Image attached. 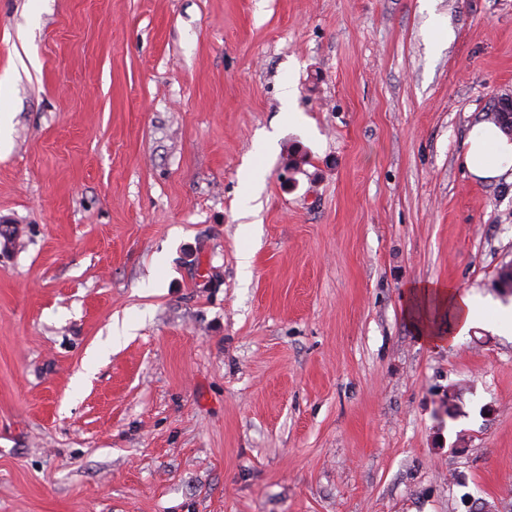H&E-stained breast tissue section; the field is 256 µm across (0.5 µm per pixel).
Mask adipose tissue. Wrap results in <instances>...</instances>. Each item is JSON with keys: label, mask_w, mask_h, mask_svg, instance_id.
<instances>
[{"label": "adipose tissue", "mask_w": 512, "mask_h": 512, "mask_svg": "<svg viewBox=\"0 0 512 512\" xmlns=\"http://www.w3.org/2000/svg\"><path fill=\"white\" fill-rule=\"evenodd\" d=\"M464 165L475 180L493 182L504 178L512 181V137L494 123L484 120L473 123L464 142ZM413 291L419 302L436 300L448 304L461 332L488 311L480 299L460 294L449 286L417 283Z\"/></svg>", "instance_id": "obj_1"}]
</instances>
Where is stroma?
I'll list each match as a JSON object with an SVG mask.
<instances>
[{
  "label": "stroma",
  "instance_id": "stroma-1",
  "mask_svg": "<svg viewBox=\"0 0 512 512\" xmlns=\"http://www.w3.org/2000/svg\"><path fill=\"white\" fill-rule=\"evenodd\" d=\"M510 97L512 0H0V512H512V323L410 315L512 304ZM486 117L495 124L483 120L471 125L464 141V165L475 180L512 181V100L510 110L501 101ZM411 288L418 302L428 303L436 300L447 303L455 314L458 334L465 331L473 322L482 319L488 311V306L483 301L470 295H462L449 285L446 287L432 283H417Z\"/></svg>",
  "mask_w": 512,
  "mask_h": 512
}]
</instances>
